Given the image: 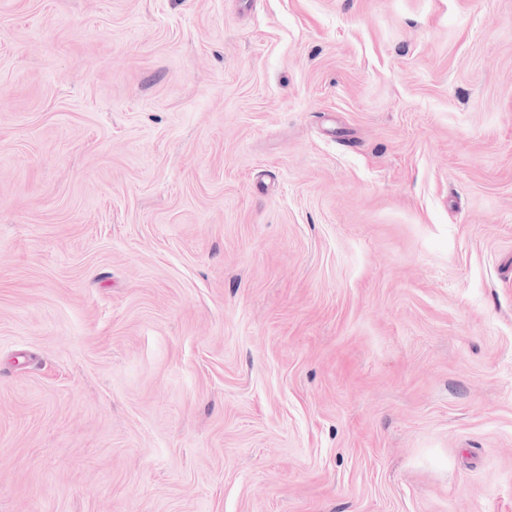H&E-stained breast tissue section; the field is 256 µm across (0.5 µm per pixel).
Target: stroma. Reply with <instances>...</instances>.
Returning a JSON list of instances; mask_svg holds the SVG:
<instances>
[{
	"mask_svg": "<svg viewBox=\"0 0 512 512\" xmlns=\"http://www.w3.org/2000/svg\"><path fill=\"white\" fill-rule=\"evenodd\" d=\"M0 512H512V0H0Z\"/></svg>",
	"mask_w": 512,
	"mask_h": 512,
	"instance_id": "obj_1",
	"label": "stroma"
}]
</instances>
